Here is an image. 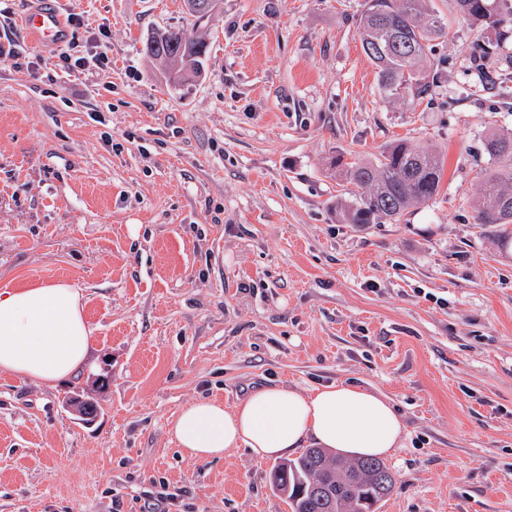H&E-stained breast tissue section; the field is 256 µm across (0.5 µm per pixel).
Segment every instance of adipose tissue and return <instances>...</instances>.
I'll return each instance as SVG.
<instances>
[{
    "label": "adipose tissue",
    "instance_id": "1",
    "mask_svg": "<svg viewBox=\"0 0 512 512\" xmlns=\"http://www.w3.org/2000/svg\"><path fill=\"white\" fill-rule=\"evenodd\" d=\"M90 349L81 296L66 280L0 290V373L53 386L80 370ZM168 432L200 460L239 449L257 460L285 457L309 443L343 456L385 457L402 447L404 422L387 396L335 382L267 386L230 407L198 399L182 407Z\"/></svg>",
    "mask_w": 512,
    "mask_h": 512
}]
</instances>
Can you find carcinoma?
Masks as SVG:
<instances>
[{
  "mask_svg": "<svg viewBox=\"0 0 512 512\" xmlns=\"http://www.w3.org/2000/svg\"><path fill=\"white\" fill-rule=\"evenodd\" d=\"M454 9L482 31L500 29L512 19V0H454ZM192 23L154 34L146 53L166 62L176 54L180 68L176 82L188 69H199L209 45L198 34L205 16L190 13ZM362 49L377 69L378 87L386 100L413 101L426 93L429 82L422 62L432 42L447 33L444 19L429 13L426 0H364L358 21ZM485 152L498 164L482 181L484 201L475 217L478 224H512V133H495ZM341 168L349 185L343 207L347 224H379L394 220L411 206L421 205L440 190L444 159L431 147L405 140L387 145L373 161H344ZM273 489L288 499L291 512H378L391 495L395 479L380 459L348 461L324 448H307L301 455L271 469Z\"/></svg>",
  "mask_w": 512,
  "mask_h": 512,
  "instance_id": "carcinoma-1",
  "label": "carcinoma"
}]
</instances>
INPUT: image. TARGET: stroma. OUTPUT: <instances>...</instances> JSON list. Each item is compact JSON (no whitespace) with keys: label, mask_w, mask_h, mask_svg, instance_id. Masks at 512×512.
Instances as JSON below:
<instances>
[{"label":"stroma","mask_w":512,"mask_h":512,"mask_svg":"<svg viewBox=\"0 0 512 512\" xmlns=\"http://www.w3.org/2000/svg\"><path fill=\"white\" fill-rule=\"evenodd\" d=\"M58 2L78 18L59 48L23 26L44 0H0V290L66 279L91 350L52 387L0 374V512H291L271 461L189 458L168 422L332 382L403 417L379 512H512V224L474 220L484 141L512 130V36L429 0L448 34L410 106L378 91L363 0H221L175 85L143 43L189 25L183 0ZM397 139L443 153L438 195L343 223L332 160Z\"/></svg>","instance_id":"obj_1"}]
</instances>
